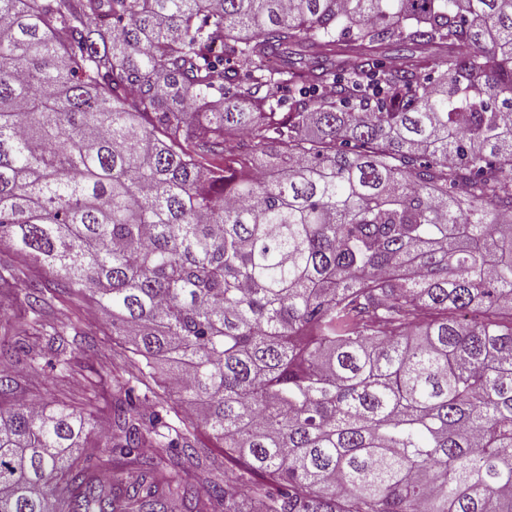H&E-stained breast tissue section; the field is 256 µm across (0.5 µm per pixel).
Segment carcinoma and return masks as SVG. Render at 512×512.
Segmentation results:
<instances>
[{
  "label": "carcinoma",
  "instance_id": "cac0c4a2",
  "mask_svg": "<svg viewBox=\"0 0 512 512\" xmlns=\"http://www.w3.org/2000/svg\"><path fill=\"white\" fill-rule=\"evenodd\" d=\"M1 244L59 365V283L131 345L112 453H162L113 485L0 406V512H512V0H0ZM160 360L250 501L174 480Z\"/></svg>",
  "mask_w": 512,
  "mask_h": 512
}]
</instances>
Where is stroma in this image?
Here are the masks:
<instances>
[{
  "instance_id": "obj_1",
  "label": "stroma",
  "mask_w": 512,
  "mask_h": 512,
  "mask_svg": "<svg viewBox=\"0 0 512 512\" xmlns=\"http://www.w3.org/2000/svg\"><path fill=\"white\" fill-rule=\"evenodd\" d=\"M26 302L22 289L0 292V348L12 352L11 358L0 359V366L12 368L17 395L25 400L48 407L65 405L88 418L94 425L87 447L95 455V471L100 476L115 477L118 463L107 444L112 437V408L119 394L111 377L117 373L132 377L135 367L126 363L121 348L113 343L107 318L97 305L91 299L75 297L65 288L56 289L46 309V320L58 325L79 320L83 337L72 346L69 367L46 362L32 366L29 351H40L45 341L27 325ZM202 417L199 409L190 415L169 417L173 425L191 430L203 465L209 469L205 477L193 466L180 472L184 482L199 490L205 488L207 479L221 482L236 474L235 469L225 468L224 443L203 424Z\"/></svg>"
}]
</instances>
